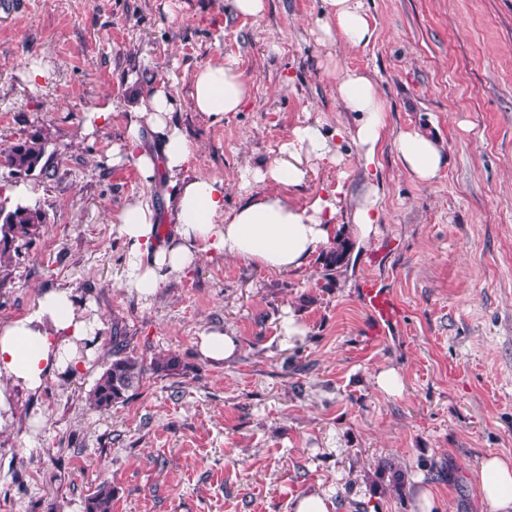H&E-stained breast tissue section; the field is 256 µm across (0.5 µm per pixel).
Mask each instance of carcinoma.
Returning <instances> with one entry per match:
<instances>
[{
    "instance_id": "carcinoma-1",
    "label": "carcinoma",
    "mask_w": 512,
    "mask_h": 512,
    "mask_svg": "<svg viewBox=\"0 0 512 512\" xmlns=\"http://www.w3.org/2000/svg\"><path fill=\"white\" fill-rule=\"evenodd\" d=\"M47 134L38 131L20 138L4 153L0 164L16 174H29L35 170H48L45 160ZM48 223L47 213L37 204L22 201L7 203L0 200V268L12 262L19 248L29 245ZM353 244L348 238H340L322 254L323 276L334 277L349 260ZM184 369L178 355L168 353L153 358L150 362L137 356L130 349V339L113 332L112 361L106 366L88 394L90 406L98 411H109L124 404L139 388L140 383L152 372L158 376H176ZM387 465H377L371 486L386 490L393 488L401 494L405 486V473L397 469L385 479ZM114 488L108 482L100 483L84 501V512H112Z\"/></svg>"
}]
</instances>
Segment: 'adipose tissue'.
I'll return each instance as SVG.
<instances>
[{
  "label": "adipose tissue",
  "instance_id": "adipose-tissue-1",
  "mask_svg": "<svg viewBox=\"0 0 512 512\" xmlns=\"http://www.w3.org/2000/svg\"><path fill=\"white\" fill-rule=\"evenodd\" d=\"M322 2L320 27L325 35H336L352 49L370 41L373 30L362 0ZM248 95L246 77L231 62L207 65L193 77L192 107L213 117L241 111ZM336 99L344 111L356 115L346 134L362 165H376L387 129L385 104L375 80L363 71L337 69ZM174 112V99L165 86L146 89L127 116L125 139L111 147L113 163L133 164L144 179L153 178L160 167L173 176L164 207H157L148 197L114 214L119 236L130 245L123 287L151 299L164 275L182 272L203 255L214 253L278 272L300 271L332 245L339 231L336 217L345 206L351 209L350 220L359 241L376 234L382 216L377 184H368L355 199L339 186L331 194H315L303 207L284 196V189L306 181L312 161L336 164L341 160L338 144L319 125L295 126L272 161L248 169L244 185L259 184L263 190L228 211L223 180H176V173L190 165L193 150ZM395 146L402 167L420 182H432L445 165L441 145L429 134L402 131ZM163 209L174 218L173 233L165 245L157 240ZM99 328L98 316L79 311L68 288L43 292L32 313L0 325V431L15 421L13 387L36 392L54 374L80 367L77 344ZM471 477L493 512H512V461L486 456Z\"/></svg>",
  "mask_w": 512,
  "mask_h": 512
}]
</instances>
